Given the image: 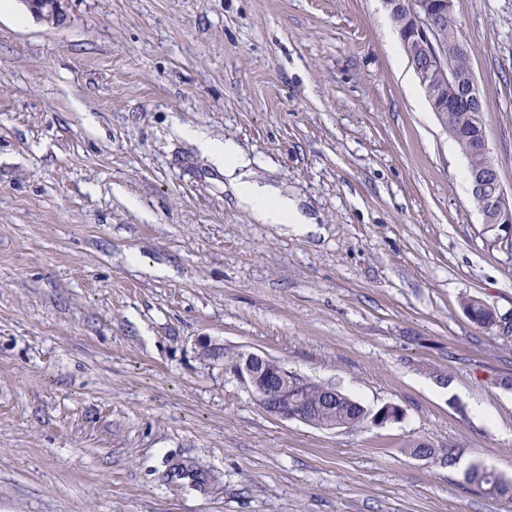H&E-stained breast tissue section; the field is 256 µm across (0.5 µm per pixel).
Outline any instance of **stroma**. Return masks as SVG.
I'll return each instance as SVG.
<instances>
[{"instance_id": "1", "label": "stroma", "mask_w": 512, "mask_h": 512, "mask_svg": "<svg viewBox=\"0 0 512 512\" xmlns=\"http://www.w3.org/2000/svg\"><path fill=\"white\" fill-rule=\"evenodd\" d=\"M64 10L0 12V512H512L469 481L512 479V334L460 306L512 319V228L383 0ZM454 15L512 194V0ZM184 127L315 231L254 223ZM203 336L404 416L274 418ZM461 306L467 316L481 327L492 328L500 322L496 311L478 298L464 297Z\"/></svg>"}]
</instances>
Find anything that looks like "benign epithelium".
Masks as SVG:
<instances>
[{"label": "benign epithelium", "instance_id": "benign-epithelium-1", "mask_svg": "<svg viewBox=\"0 0 512 512\" xmlns=\"http://www.w3.org/2000/svg\"><path fill=\"white\" fill-rule=\"evenodd\" d=\"M35 17L59 23L64 19L65 0H24ZM396 27L410 25L407 36L419 42L426 52L423 63L412 62L429 99H440L448 83L457 80L444 57L436 49L438 18L454 12V0H437L430 8L425 0H383ZM482 151L486 157L485 172L472 179V192L480 199L483 223L512 227V196L504 189L489 143ZM199 355L236 376L268 414L286 420L311 423L314 410L304 402L308 380L288 374L276 362L254 353H240L231 364L224 363V345L206 337L197 341Z\"/></svg>", "mask_w": 512, "mask_h": 512}]
</instances>
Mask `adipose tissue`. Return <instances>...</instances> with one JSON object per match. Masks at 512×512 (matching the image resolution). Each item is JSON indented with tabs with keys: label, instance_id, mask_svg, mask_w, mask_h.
<instances>
[{
	"label": "adipose tissue",
	"instance_id": "obj_1",
	"mask_svg": "<svg viewBox=\"0 0 512 512\" xmlns=\"http://www.w3.org/2000/svg\"><path fill=\"white\" fill-rule=\"evenodd\" d=\"M185 137L192 139L224 166V176L239 208L246 211L259 224H280L292 233L312 231L314 222L299 209L297 202L269 185L252 179L247 162L234 145L218 142L203 133L184 128Z\"/></svg>",
	"mask_w": 512,
	"mask_h": 512
}]
</instances>
